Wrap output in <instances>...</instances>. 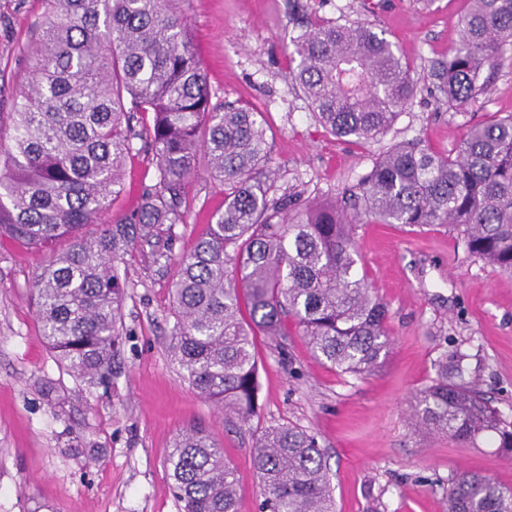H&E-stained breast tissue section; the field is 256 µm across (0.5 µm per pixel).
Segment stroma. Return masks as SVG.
Here are the masks:
<instances>
[{"label": "stroma", "mask_w": 512, "mask_h": 512, "mask_svg": "<svg viewBox=\"0 0 512 512\" xmlns=\"http://www.w3.org/2000/svg\"><path fill=\"white\" fill-rule=\"evenodd\" d=\"M465 10L466 0H187L184 14L213 103L261 112L278 189L329 200L393 143L445 155L469 126L512 113V45L499 52L488 91L465 107L448 108L430 92L428 70L458 42ZM43 11L42 0H0V113L13 109ZM301 16L366 20L409 61L417 96L378 141L339 140L315 121L289 69ZM154 170L151 152H132L103 223L136 210ZM223 204L222 186L200 167L182 204L185 221L174 227L173 260ZM355 241L358 269L388 308L385 365L355 378L317 361L296 328L258 336L257 411L239 428L169 354L173 260L128 252L119 266L128 282L120 353L109 384H90L56 360L37 322L30 288L45 252L0 238V512H180L167 458L192 426L223 445L236 470L238 512L261 510L257 436L288 422L325 449L335 512H448V480L463 471L512 489V452L496 437L464 444L414 417L436 360L458 351L480 365L482 394L512 422V274L469 255L441 226L362 224Z\"/></svg>", "instance_id": "obj_1"}]
</instances>
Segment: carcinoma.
<instances>
[{
  "label": "carcinoma",
  "instance_id": "obj_1",
  "mask_svg": "<svg viewBox=\"0 0 512 512\" xmlns=\"http://www.w3.org/2000/svg\"><path fill=\"white\" fill-rule=\"evenodd\" d=\"M34 60L7 121L0 120V237L47 253L34 280L37 321L57 360L101 383L121 344L128 288L118 263L136 244H160L185 223L182 197L206 161L224 188L208 232L176 260L169 351L224 420L247 422L260 389L255 336L292 324L319 361L360 377L390 353L388 309L359 273L358 225H439L466 251L512 273V113L467 129L440 156L418 142L387 148L341 201L275 197L267 131L249 107L214 105L194 52L185 0H44ZM458 44L429 71L438 102L465 106L485 91L498 51L512 44V0H469ZM294 82L316 121L338 139L384 134L418 92L410 64L364 21L312 20L292 39ZM152 124L140 126L138 114ZM140 140L156 158L155 183L137 211L98 222L121 191ZM466 355L443 353L421 391L418 422L460 442L495 432L512 449V423L480 395ZM262 512H333L315 435L271 426L252 454ZM182 512H237L234 467L209 436L189 430L168 456ZM448 512H512V491L467 472L448 479Z\"/></svg>",
  "mask_w": 512,
  "mask_h": 512
}]
</instances>
